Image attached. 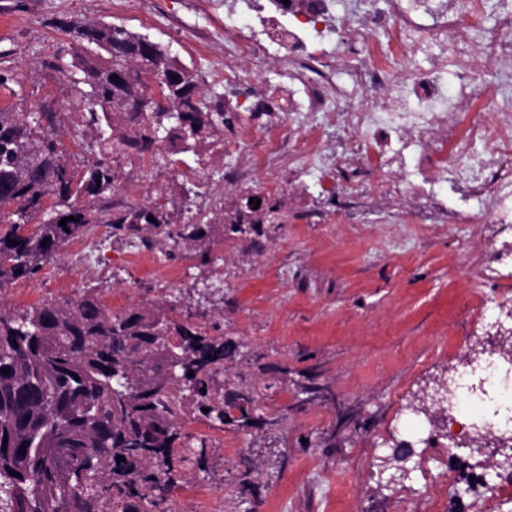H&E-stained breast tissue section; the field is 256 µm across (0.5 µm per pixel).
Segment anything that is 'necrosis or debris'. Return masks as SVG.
I'll return each instance as SVG.
<instances>
[{
	"instance_id": "necrosis-or-debris-1",
	"label": "necrosis or debris",
	"mask_w": 512,
	"mask_h": 512,
	"mask_svg": "<svg viewBox=\"0 0 512 512\" xmlns=\"http://www.w3.org/2000/svg\"><path fill=\"white\" fill-rule=\"evenodd\" d=\"M383 7L361 13L357 29L335 23L336 0H251L246 9L230 8L225 26L237 32L233 48L240 56L259 60L276 46L279 68L286 78L277 103L265 107V117L249 130L224 131L227 147L260 143L264 155L231 171L232 179L253 182L257 168L288 150L308 154L321 173V187L332 193L353 169L378 174L369 189L355 193L349 213L377 202L386 191L388 171L410 168L405 194L421 198L426 188L456 179L472 195L482 197L478 213L451 214L453 224H510L512 202L499 195L498 180H512V0H497L496 25L481 29L464 42L455 74L440 64L411 72L419 50L414 32L431 42L447 41L464 24L479 26L485 0H383ZM272 22H264L265 9ZM351 50L356 64L353 81L368 92L361 108L348 110L336 84V46ZM492 62L496 79L475 82L477 61ZM495 102V118L481 108ZM340 129L354 139L345 156H337L330 131ZM482 142L484 158L467 160L472 142ZM484 382L504 404L512 390L502 387L489 359L473 360L451 385L457 396L455 412L473 418L467 388Z\"/></svg>"
}]
</instances>
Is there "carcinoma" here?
Here are the masks:
<instances>
[{"mask_svg":"<svg viewBox=\"0 0 512 512\" xmlns=\"http://www.w3.org/2000/svg\"><path fill=\"white\" fill-rule=\"evenodd\" d=\"M66 29L77 43L78 82L88 86L82 99L98 157L79 172L59 149L51 113L0 110V288L33 277L63 244L100 224L114 236L162 234L198 252L217 231L254 224L260 232L278 203L257 195V209L246 202L228 217L220 209L184 224L170 223L163 205H96L117 188L123 158L169 141L171 162L200 160L224 144V126L239 113L206 100L195 73L145 35L104 21ZM157 88L166 107L133 111ZM47 196L54 213L28 224ZM212 330L159 306L114 313L94 289L29 309L0 306V496L8 512H172L178 484L211 474L217 454L186 423L245 431L256 421L255 389L220 382L233 348Z\"/></svg>","mask_w":512,"mask_h":512,"instance_id":"carcinoma-1","label":"carcinoma"}]
</instances>
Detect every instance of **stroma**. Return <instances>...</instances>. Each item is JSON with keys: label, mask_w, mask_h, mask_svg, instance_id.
<instances>
[{"label": "stroma", "mask_w": 512, "mask_h": 512, "mask_svg": "<svg viewBox=\"0 0 512 512\" xmlns=\"http://www.w3.org/2000/svg\"><path fill=\"white\" fill-rule=\"evenodd\" d=\"M101 19L161 43L213 101L228 94L225 67L244 66L229 51L224 0H0V73L10 77L0 108L57 113L77 170L97 148L65 25ZM248 158L217 149L201 178L185 180L156 148L125 165L117 194L130 205L166 204L175 224L219 206L230 213L259 191L224 181ZM260 176L298 185L277 193L280 221L263 236L213 235L204 257L162 239L111 236L99 275L70 241L33 278L0 289V304L29 308L93 287L112 312L171 306L217 324L235 344L224 380L254 386L261 422L246 431L190 423L214 438L223 462L175 489L178 512H428L437 494L443 512H468L497 472L483 468V455L446 448L442 421L417 408L478 351L469 337L484 316L512 310V265L492 280L480 274L490 246L512 248V224L423 223L421 211L475 212L483 202L453 183L413 216L396 177L377 206L343 224L303 155H283ZM275 416L279 424L266 426ZM397 446L413 455L408 477L391 482L383 460Z\"/></svg>", "instance_id": "35a3bbf8"}]
</instances>
